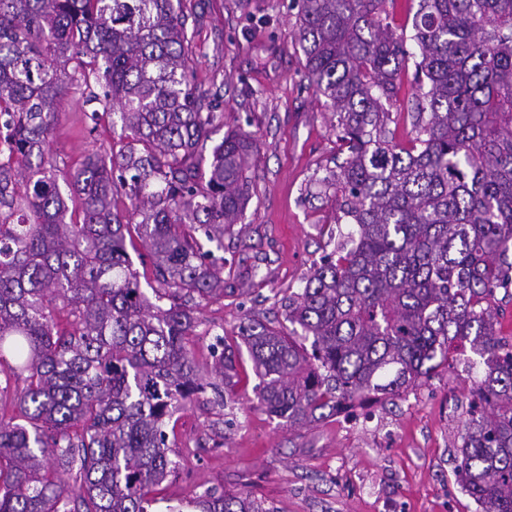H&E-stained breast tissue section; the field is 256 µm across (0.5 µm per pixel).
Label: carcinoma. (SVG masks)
<instances>
[{
  "label": "carcinoma",
  "instance_id": "1",
  "mask_svg": "<svg viewBox=\"0 0 512 512\" xmlns=\"http://www.w3.org/2000/svg\"><path fill=\"white\" fill-rule=\"evenodd\" d=\"M298 45L345 157L331 172L348 241L285 299L288 325L241 326L257 404L305 427L340 404L392 401L470 347L485 365L455 477L512 512V0H418L410 146L390 108L413 54L388 0H293ZM184 0H0V512H155L176 476L166 427L229 385L215 337L202 376L191 303L224 294V234L251 198L256 139L195 83ZM97 83L125 144L60 188L46 151L67 85ZM129 204L118 208V200ZM152 257L153 296L128 245ZM70 474L66 483L61 473ZM167 512H267L204 491Z\"/></svg>",
  "mask_w": 512,
  "mask_h": 512
}]
</instances>
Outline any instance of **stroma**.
<instances>
[{"label": "stroma", "mask_w": 512, "mask_h": 512, "mask_svg": "<svg viewBox=\"0 0 512 512\" xmlns=\"http://www.w3.org/2000/svg\"><path fill=\"white\" fill-rule=\"evenodd\" d=\"M186 5L201 17L196 81L220 95L212 143L240 130L258 144L252 198L224 238V293L196 302L190 348L204 365L215 335L234 346L245 319L284 322L282 298L335 249L336 200L323 179L338 145L324 99L304 75L292 0ZM83 91L73 85L57 104L51 154L63 172L85 154L123 145L111 118L82 131ZM237 370L226 406L203 397L178 413L168 444L182 467L163 483L158 512L165 500L206 490L241 492L272 512H479L454 475L473 379L464 364L439 369L404 398L363 404L360 423L334 415L300 429L258 409L249 356Z\"/></svg>", "instance_id": "stroma-1"}]
</instances>
